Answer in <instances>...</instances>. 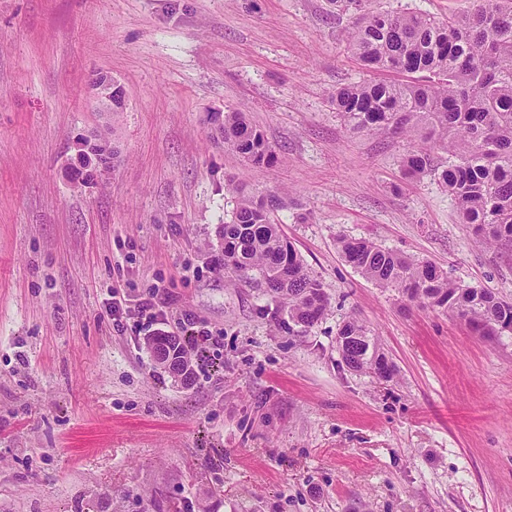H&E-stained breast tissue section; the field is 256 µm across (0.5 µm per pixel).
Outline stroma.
<instances>
[{"mask_svg":"<svg viewBox=\"0 0 512 512\" xmlns=\"http://www.w3.org/2000/svg\"><path fill=\"white\" fill-rule=\"evenodd\" d=\"M349 25L328 0H0V512H512V334L376 286L336 239L507 301L512 247L478 243L434 177L403 175L404 136L347 130L332 96L371 76ZM101 75L126 109L115 159L87 167ZM234 108L275 166L225 150ZM229 179L279 195L328 298L314 325L225 272ZM157 283L150 322L137 303ZM351 317L393 381L341 364ZM193 326L214 344L185 386L148 341Z\"/></svg>","mask_w":512,"mask_h":512,"instance_id":"35a3bbf8","label":"stroma"}]
</instances>
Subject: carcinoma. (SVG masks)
<instances>
[{
  "instance_id": "obj_1",
  "label": "carcinoma",
  "mask_w": 512,
  "mask_h": 512,
  "mask_svg": "<svg viewBox=\"0 0 512 512\" xmlns=\"http://www.w3.org/2000/svg\"><path fill=\"white\" fill-rule=\"evenodd\" d=\"M355 18L346 44L368 71L410 74L407 83L364 80L336 89L333 102L350 130H393L410 138L402 167L407 176L430 175L454 197L460 223L488 246L512 245V0H488L469 15L438 20L375 6V0H329ZM224 148L255 168L277 157L264 133L240 109L224 112ZM448 164L434 163V153ZM237 196L222 226L224 269L254 277L288 308V318L310 327L327 311L320 281L273 219L274 194H255L231 180ZM342 259L381 288H397L411 302L452 312L487 336L512 330V302L487 288L465 286L428 261L412 260L367 238L340 237ZM160 365L188 382L193 361L182 339L150 341ZM342 362L352 372L390 380L392 359L366 325L351 318L338 331Z\"/></svg>"
}]
</instances>
